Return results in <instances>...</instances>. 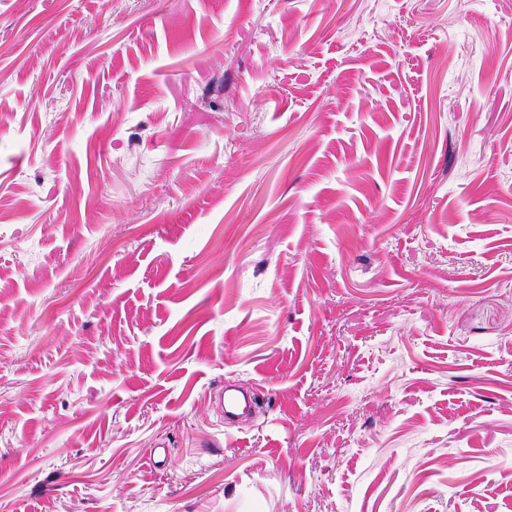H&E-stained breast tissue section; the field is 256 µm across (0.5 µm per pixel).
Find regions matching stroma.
I'll return each mask as SVG.
<instances>
[{"instance_id":"obj_1","label":"stroma","mask_w":512,"mask_h":512,"mask_svg":"<svg viewBox=\"0 0 512 512\" xmlns=\"http://www.w3.org/2000/svg\"><path fill=\"white\" fill-rule=\"evenodd\" d=\"M0 512H512V0H0ZM232 391L237 390L229 389V386L225 385L224 391H221L218 395V406L221 408L225 422L234 421L238 418L242 404H246V396L243 392H240V396Z\"/></svg>"}]
</instances>
